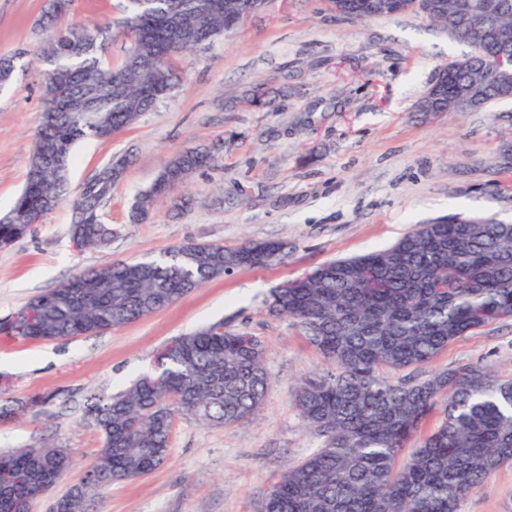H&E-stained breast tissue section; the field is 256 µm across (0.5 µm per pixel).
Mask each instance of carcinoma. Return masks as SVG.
I'll list each match as a JSON object with an SVG mask.
<instances>
[{"instance_id": "carcinoma-1", "label": "carcinoma", "mask_w": 512, "mask_h": 512, "mask_svg": "<svg viewBox=\"0 0 512 512\" xmlns=\"http://www.w3.org/2000/svg\"><path fill=\"white\" fill-rule=\"evenodd\" d=\"M330 0L346 19L388 17L419 9L418 0ZM428 20L472 53L448 78L455 85L484 82L500 43L512 45V10L500 14L495 32L469 36L456 15L469 0H436ZM256 11V0H127L119 21L88 25L71 19L75 0H47L44 19L56 25L41 48L45 108L25 185L0 217V248L22 238L43 215L64 203L75 219L77 249H105L112 227L102 222V203L112 178L93 177L70 191L73 148L85 138L109 140L133 126L178 87L174 56L224 34L231 10ZM130 42L118 64L105 58L112 30ZM18 56L0 55V86L11 83ZM217 160L212 149L187 148L173 156L150 189L132 205L147 217L154 198L186 184ZM287 245L246 241L233 248L186 242L159 259L117 261L74 275L32 298L8 322L7 335L53 341L120 328L177 302L189 292L245 268L279 261ZM273 317L297 322L321 354L325 368L296 391L302 419L321 445L288 466L257 501L256 512H458L460 501L501 466L512 462V381L486 367L464 365L424 381L393 380L416 371L462 336L512 319V224L487 217L455 216L420 224L395 244L346 259H332L277 288L268 304ZM217 322L174 339L162 374L137 378L126 390L85 396V415L103 435V448L81 480L62 495L65 512H103V491L114 481L142 478L165 460L178 416L208 426L241 421L263 405L270 373L261 342L251 335L216 333ZM0 375V422L46 403L40 395L19 401ZM441 423L409 454L405 447L435 412ZM9 497L41 495L47 477L61 481L59 445L0 452Z\"/></svg>"}]
</instances>
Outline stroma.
I'll list each match as a JSON object with an SVG mask.
<instances>
[{
  "instance_id": "1",
  "label": "stroma",
  "mask_w": 512,
  "mask_h": 512,
  "mask_svg": "<svg viewBox=\"0 0 512 512\" xmlns=\"http://www.w3.org/2000/svg\"><path fill=\"white\" fill-rule=\"evenodd\" d=\"M44 4L0 0V53L19 56L12 82L0 90V215L24 185L41 124L36 50L47 36L39 24ZM469 53L414 11L359 21L337 17L327 0H269L237 31L177 57L181 82L172 96L111 140L88 138L75 149V189L108 162L127 161L102 208L111 246L77 251L70 208L47 214L0 249V323L79 271L156 259L186 242L276 240L288 254L214 279L119 329L41 342L0 333V373L12 376L13 396L49 399L0 423V451L71 448L77 464L52 495L63 493L103 445L85 421L84 393L122 391L166 343L220 321L225 332L261 341L273 376L263 407L228 426L178 418L165 462L113 483L105 512H255L286 466L320 445L294 393L323 361L294 320L268 315L272 290L329 260L387 247L434 218L493 216L512 224V171L498 167L512 144V99L462 116L414 109L439 70ZM188 147L219 148V158L156 198L147 220H133L136 196ZM476 364L512 380V321L459 338L416 377ZM52 495L31 512H48ZM458 512H512V463Z\"/></svg>"
}]
</instances>
